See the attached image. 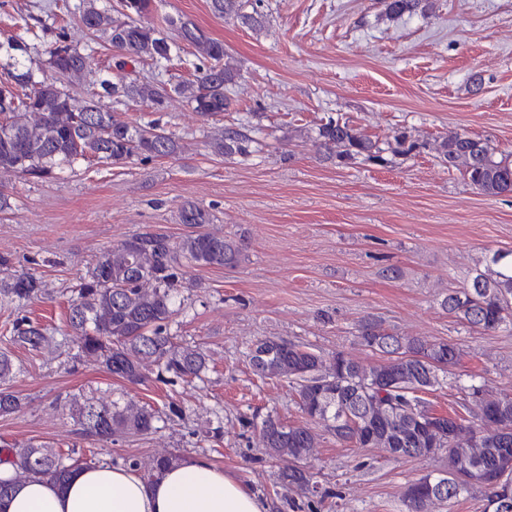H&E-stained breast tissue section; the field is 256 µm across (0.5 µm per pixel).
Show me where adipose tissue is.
I'll use <instances>...</instances> for the list:
<instances>
[{
    "label": "adipose tissue",
    "instance_id": "adipose-tissue-1",
    "mask_svg": "<svg viewBox=\"0 0 512 512\" xmlns=\"http://www.w3.org/2000/svg\"><path fill=\"white\" fill-rule=\"evenodd\" d=\"M0 512H269L234 475L189 456L149 482L128 466L75 471L65 486L34 478L0 500Z\"/></svg>",
    "mask_w": 512,
    "mask_h": 512
}]
</instances>
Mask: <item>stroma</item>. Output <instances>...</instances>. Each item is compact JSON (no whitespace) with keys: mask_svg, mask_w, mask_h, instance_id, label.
Returning a JSON list of instances; mask_svg holds the SVG:
<instances>
[{"mask_svg":"<svg viewBox=\"0 0 512 512\" xmlns=\"http://www.w3.org/2000/svg\"><path fill=\"white\" fill-rule=\"evenodd\" d=\"M264 14L256 31L215 15L210 0H155L151 20L165 34L168 19L195 23L223 42L240 76L228 89L236 105L204 119L178 94L163 111L125 97L108 98L116 119L159 122L181 153L132 159L123 165L79 162L35 178L0 171V256L17 271L41 274L45 298L0 307V351L18 372L12 388L22 411L0 416V442H47L77 450L87 462L124 464L176 451L208 459L236 474L270 505L297 512L278 483L281 462L259 438L269 417L301 421L294 389L263 378L250 364L253 343L280 337L331 358L350 354L366 365L379 354L362 347L359 322L381 320L404 336L460 343L463 356L448 370L462 388L428 394L448 413L467 403L464 385L512 393V327L475 331L440 306L498 251H512V193L487 196L436 150L459 131L512 152V0H432L425 14L390 20L380 0H250ZM85 0H0V80L21 61L35 76L48 73V50L60 27L87 57L89 73L70 85L79 100L119 78L173 88L206 65L201 48L183 44L170 61L120 66L98 33L82 30ZM26 53L15 55L11 41ZM352 121L384 142L406 132L418 144L377 162H342L310 132L327 118ZM234 128L257 138L250 156L227 159L209 147ZM213 216L210 232L240 241L233 268H188L189 288L169 328L178 341L203 345L209 370L200 380L149 378L128 385L96 363L62 347L55 358L12 346L13 323L27 317L61 341L71 288L104 251L146 231L172 240L195 233L179 220L185 204ZM396 268L390 279L385 269ZM115 395L184 417L157 431L111 442L80 439L57 397L76 392ZM330 498L320 512H407L404 493L447 468L444 454L396 460L323 434L311 458Z\"/></svg>","mask_w":512,"mask_h":512,"instance_id":"stroma-1","label":"stroma"}]
</instances>
